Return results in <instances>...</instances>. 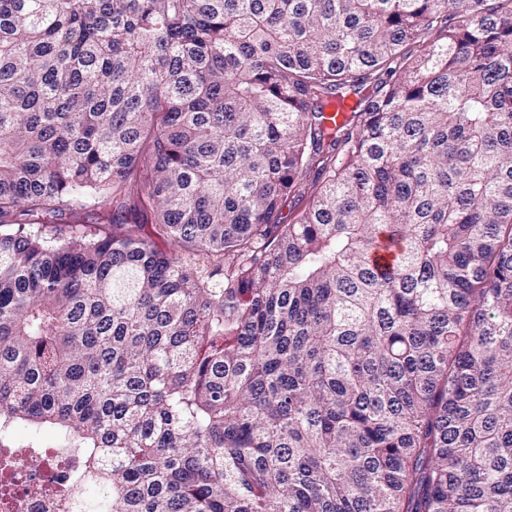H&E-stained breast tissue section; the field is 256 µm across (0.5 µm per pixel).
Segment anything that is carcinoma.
Wrapping results in <instances>:
<instances>
[{
	"instance_id": "obj_1",
	"label": "carcinoma",
	"mask_w": 512,
	"mask_h": 512,
	"mask_svg": "<svg viewBox=\"0 0 512 512\" xmlns=\"http://www.w3.org/2000/svg\"><path fill=\"white\" fill-rule=\"evenodd\" d=\"M19 420L71 512H512V0H0Z\"/></svg>"
}]
</instances>
